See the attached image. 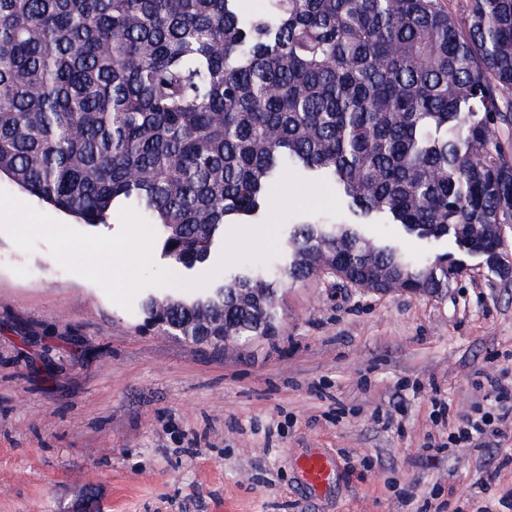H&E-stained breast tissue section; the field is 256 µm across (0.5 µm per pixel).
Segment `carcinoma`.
Masks as SVG:
<instances>
[{
    "label": "carcinoma",
    "mask_w": 512,
    "mask_h": 512,
    "mask_svg": "<svg viewBox=\"0 0 512 512\" xmlns=\"http://www.w3.org/2000/svg\"><path fill=\"white\" fill-rule=\"evenodd\" d=\"M0 0V176L106 223L133 203L163 256L204 263L287 170L338 186L360 223L492 252L512 224V0ZM278 273L250 269L146 322L191 341L271 336L278 290L329 274L439 295L463 266L414 263L359 229L304 223Z\"/></svg>",
    "instance_id": "carcinoma-1"
}]
</instances>
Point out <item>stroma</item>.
<instances>
[{
  "label": "stroma",
  "instance_id": "stroma-1",
  "mask_svg": "<svg viewBox=\"0 0 512 512\" xmlns=\"http://www.w3.org/2000/svg\"><path fill=\"white\" fill-rule=\"evenodd\" d=\"M0 189L89 234L90 225ZM465 273L438 296L375 293L318 274L283 286L280 324L214 350L0 232V512H512V447L437 450L448 423L512 379V285L379 219L362 226ZM326 455L313 491L297 464Z\"/></svg>",
  "mask_w": 512,
  "mask_h": 512
}]
</instances>
